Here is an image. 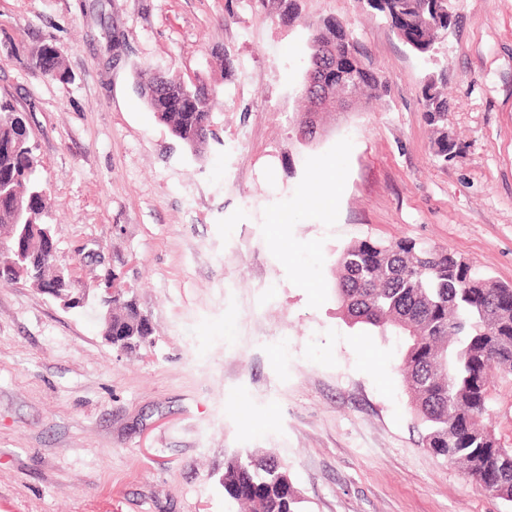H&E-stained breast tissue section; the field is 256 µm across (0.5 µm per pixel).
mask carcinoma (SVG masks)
<instances>
[{"label": "carcinoma", "instance_id": "cac0c4a2", "mask_svg": "<svg viewBox=\"0 0 512 512\" xmlns=\"http://www.w3.org/2000/svg\"><path fill=\"white\" fill-rule=\"evenodd\" d=\"M416 53L426 55L448 32V14H434L428 0H366ZM310 64L356 73L362 94H377L383 82L372 70H356L361 54L351 32L323 22L308 23ZM34 69L44 78L68 80L56 46L35 53ZM141 94L178 142L194 155L204 153L212 134L213 94L204 84L188 85L175 75L135 71ZM423 97L425 119L436 134V155L448 160L455 143L445 123L448 99L430 80ZM24 115L0 105V230L9 250L0 253V281L11 283L17 252L41 254L52 249L39 234L19 237L16 204L40 223L47 209L42 186L34 181L36 159L27 144ZM340 276L336 295L355 324L406 338L400 368L406 375L422 444L454 464L462 476L488 494L512 502V448L498 445L483 418L488 404V372L512 374V288L478 271L457 253L427 247L413 239L362 240L344 247L336 258ZM112 323L133 337L131 348L147 343L151 328L137 307L120 303L108 312ZM224 496L251 512H299L301 497L288 468L271 455L236 454L224 463Z\"/></svg>", "mask_w": 512, "mask_h": 512}]
</instances>
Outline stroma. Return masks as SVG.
I'll list each match as a JSON object with an SVG mask.
<instances>
[{
  "label": "stroma",
  "instance_id": "1",
  "mask_svg": "<svg viewBox=\"0 0 512 512\" xmlns=\"http://www.w3.org/2000/svg\"><path fill=\"white\" fill-rule=\"evenodd\" d=\"M0 0V101L28 118L56 265L85 307L0 284V512H237L234 453L287 466L301 512H512L421 445L403 337L345 321L336 253L365 239L451 249L512 284V0H449L435 59L363 0ZM347 25L385 86L299 138L308 23ZM53 43L70 80L39 77ZM217 92L216 139L185 150L135 66ZM448 75L453 156L422 89ZM116 277L152 329L97 328ZM486 422L512 448V376Z\"/></svg>",
  "mask_w": 512,
  "mask_h": 512
}]
</instances>
